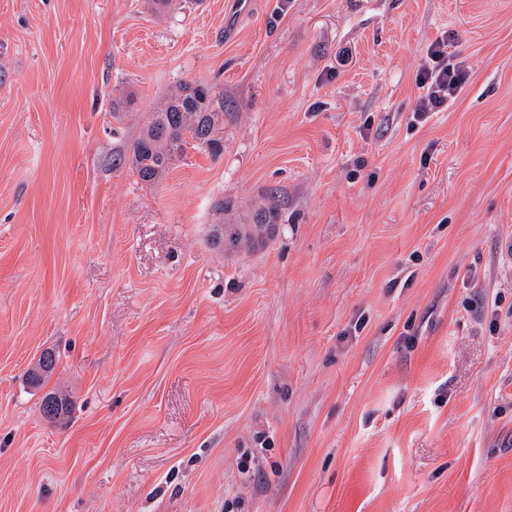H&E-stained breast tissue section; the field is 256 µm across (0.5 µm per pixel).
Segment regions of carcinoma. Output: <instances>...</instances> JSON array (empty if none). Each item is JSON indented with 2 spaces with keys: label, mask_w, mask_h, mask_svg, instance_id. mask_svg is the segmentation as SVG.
I'll list each match as a JSON object with an SVG mask.
<instances>
[{
  "label": "carcinoma",
  "mask_w": 512,
  "mask_h": 512,
  "mask_svg": "<svg viewBox=\"0 0 512 512\" xmlns=\"http://www.w3.org/2000/svg\"><path fill=\"white\" fill-rule=\"evenodd\" d=\"M224 120V104L211 99L204 85H181L166 96L143 124L139 135L129 146L128 158L139 179L146 184L159 183L171 163L184 156L186 146H205L212 154L209 133ZM276 211L261 207L254 211L249 224H214L213 246L226 244L249 247L266 242L274 230Z\"/></svg>",
  "instance_id": "obj_1"
}]
</instances>
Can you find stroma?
<instances>
[{
    "mask_svg": "<svg viewBox=\"0 0 512 512\" xmlns=\"http://www.w3.org/2000/svg\"><path fill=\"white\" fill-rule=\"evenodd\" d=\"M231 3L0 0V512H512V0ZM184 83L223 151L144 184ZM444 40L429 45L422 55L415 86L418 90L413 118L423 123L430 112L448 107L466 86L468 73L463 61L451 62ZM210 97V90L204 85H180L151 112L128 152L131 166L142 182L159 183L171 163L184 156L187 145L205 146L212 154H218L208 143L211 139L219 141V126L211 132V139L209 133L220 121L224 124V103H215ZM276 217L274 207H261L254 211L252 224H213L211 242L218 248H224V244H246L249 247L263 245L273 233Z\"/></svg>",
    "mask_w": 512,
    "mask_h": 512,
    "instance_id": "1",
    "label": "stroma"
}]
</instances>
